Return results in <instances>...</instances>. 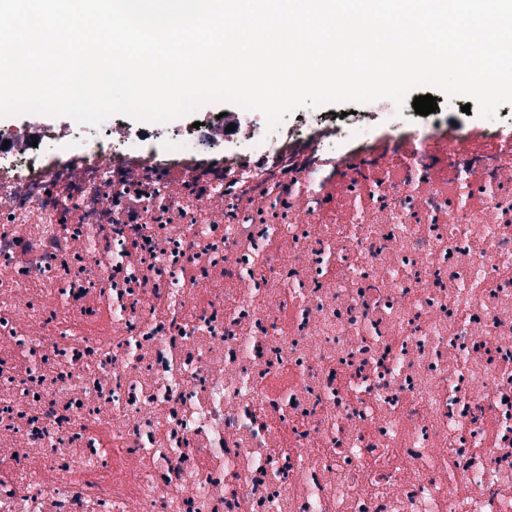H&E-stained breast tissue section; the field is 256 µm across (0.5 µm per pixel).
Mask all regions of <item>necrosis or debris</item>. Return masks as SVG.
<instances>
[{"instance_id":"1","label":"necrosis or debris","mask_w":512,"mask_h":512,"mask_svg":"<svg viewBox=\"0 0 512 512\" xmlns=\"http://www.w3.org/2000/svg\"><path fill=\"white\" fill-rule=\"evenodd\" d=\"M57 140L0 162V512H512V125Z\"/></svg>"}]
</instances>
